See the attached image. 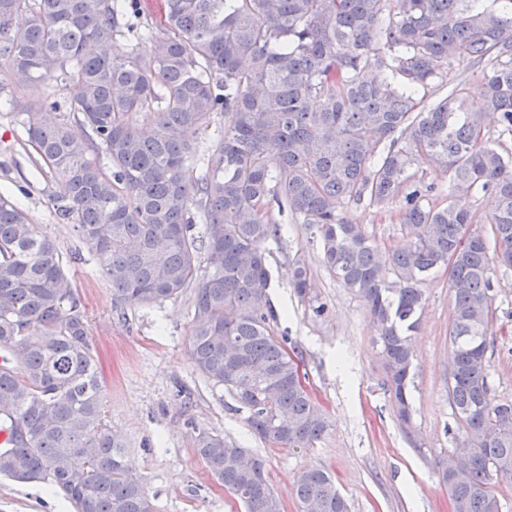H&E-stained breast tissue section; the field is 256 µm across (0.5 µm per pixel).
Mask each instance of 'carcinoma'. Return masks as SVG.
Masks as SVG:
<instances>
[{"label":"carcinoma","instance_id":"cac0c4a2","mask_svg":"<svg viewBox=\"0 0 512 512\" xmlns=\"http://www.w3.org/2000/svg\"><path fill=\"white\" fill-rule=\"evenodd\" d=\"M153 13L158 37L131 23ZM118 36L129 39L123 54ZM1 58L23 92L51 79L78 85L67 102L74 129L57 100L19 113L35 162L63 181L59 216L93 253L115 304L192 297L196 370L269 444L312 448L331 428L288 336L274 331L271 205L314 229L327 270L363 303L406 429L421 285L448 272V399L455 446L468 453L465 482L445 461L437 475L453 512H502L494 485L512 479V402L492 392L487 352L497 269H512V148L491 139L486 118L512 135V0H0ZM465 62L481 67L484 111H470L459 87L424 105L444 71ZM218 112L224 132L197 168V140ZM429 169L448 174V204L433 201ZM478 192L494 205L486 229L470 202ZM351 203L398 204L407 240L381 247L347 219ZM289 277L300 301L317 300L300 258ZM0 430L1 477L48 484L75 512H156L108 429L60 246L1 195ZM193 444L244 512H282L263 457L208 430ZM294 496L298 512H350L321 466L297 474Z\"/></svg>","mask_w":512,"mask_h":512}]
</instances>
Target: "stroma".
<instances>
[{"mask_svg":"<svg viewBox=\"0 0 512 512\" xmlns=\"http://www.w3.org/2000/svg\"><path fill=\"white\" fill-rule=\"evenodd\" d=\"M15 80L0 59V193L9 195L40 234L55 239L85 308L90 339L106 386V420L126 445L157 512H243L196 456L193 437L205 429L254 449L284 512H297L292 482L305 466L330 469L350 512H452L435 464L454 444L448 402L452 291L444 271L423 284L426 303L414 333L413 428L393 414L379 367L375 328L363 304L325 268L320 244L301 220L282 218L281 233L266 245L274 328L299 354L313 397L328 413L330 432L312 448H278L261 441L244 412L211 387L190 355L191 301L183 296L150 306H119L94 256L57 214L64 185L39 171L23 148L24 132L11 103ZM345 213L380 245L404 240L398 206L375 211L351 205ZM308 266L314 293L325 307L315 315L294 295L288 267ZM495 317L487 353L488 380L497 399L512 401V270H498ZM0 512H73L44 485L0 477Z\"/></svg>","mask_w":512,"mask_h":512,"instance_id":"stroma-1","label":"stroma"}]
</instances>
